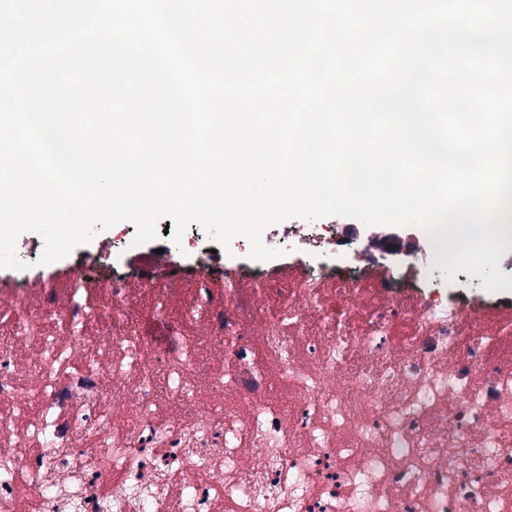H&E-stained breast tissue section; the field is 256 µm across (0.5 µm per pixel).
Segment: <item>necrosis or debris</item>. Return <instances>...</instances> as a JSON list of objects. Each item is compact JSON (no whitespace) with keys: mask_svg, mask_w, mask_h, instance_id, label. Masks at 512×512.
<instances>
[{"mask_svg":"<svg viewBox=\"0 0 512 512\" xmlns=\"http://www.w3.org/2000/svg\"><path fill=\"white\" fill-rule=\"evenodd\" d=\"M0 282V512H512V319L337 271Z\"/></svg>","mask_w":512,"mask_h":512,"instance_id":"necrosis-or-debris-1","label":"necrosis or debris"}]
</instances>
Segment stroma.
Wrapping results in <instances>:
<instances>
[{
  "instance_id": "35a3bbf8",
  "label": "stroma",
  "mask_w": 512,
  "mask_h": 512,
  "mask_svg": "<svg viewBox=\"0 0 512 512\" xmlns=\"http://www.w3.org/2000/svg\"><path fill=\"white\" fill-rule=\"evenodd\" d=\"M333 224L336 239L341 243L342 253L348 254L357 266L373 270H398L403 263H410V271L418 279L433 284H443L444 273L432 265V247L426 233L412 224L371 225L360 221L332 215L328 218ZM158 237L145 244H135L136 228L133 223L124 221L119 225L97 232L90 243L73 249V256L84 254L103 255L111 253L115 244H123L122 263L134 275H154L159 271L156 251L171 245V231L174 222L163 218L157 225ZM19 257L27 263L26 271L0 269V280L22 278L23 275L50 274L62 276L69 264L68 259H60L52 264H40L44 241L35 232L22 233L16 243Z\"/></svg>"
}]
</instances>
